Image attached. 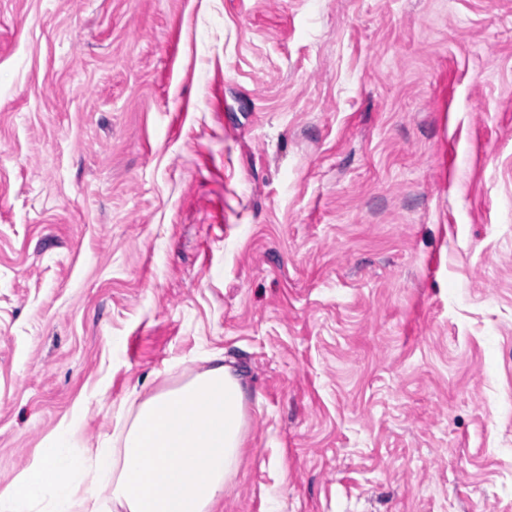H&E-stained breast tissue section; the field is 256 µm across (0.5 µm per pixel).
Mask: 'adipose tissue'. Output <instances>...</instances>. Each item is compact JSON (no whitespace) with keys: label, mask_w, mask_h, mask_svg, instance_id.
Here are the masks:
<instances>
[{"label":"adipose tissue","mask_w":512,"mask_h":512,"mask_svg":"<svg viewBox=\"0 0 512 512\" xmlns=\"http://www.w3.org/2000/svg\"><path fill=\"white\" fill-rule=\"evenodd\" d=\"M111 446L77 453V423L62 427L39 461L0 491V512H218L245 438L243 388L216 364L130 404Z\"/></svg>","instance_id":"ef3b65f1"}]
</instances>
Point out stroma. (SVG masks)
I'll return each mask as SVG.
<instances>
[{"mask_svg":"<svg viewBox=\"0 0 512 512\" xmlns=\"http://www.w3.org/2000/svg\"><path fill=\"white\" fill-rule=\"evenodd\" d=\"M214 353L224 512H512V0H0V489Z\"/></svg>","mask_w":512,"mask_h":512,"instance_id":"1","label":"stroma"}]
</instances>
